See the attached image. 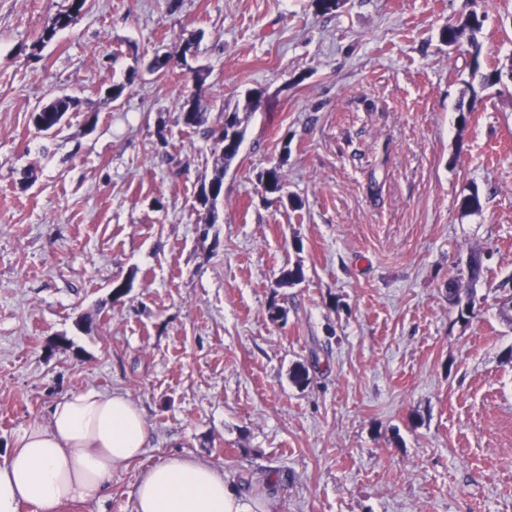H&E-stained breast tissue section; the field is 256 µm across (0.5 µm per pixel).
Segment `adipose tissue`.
<instances>
[{
  "label": "adipose tissue",
  "instance_id": "obj_1",
  "mask_svg": "<svg viewBox=\"0 0 512 512\" xmlns=\"http://www.w3.org/2000/svg\"><path fill=\"white\" fill-rule=\"evenodd\" d=\"M140 405L120 391L73 390L48 417L23 426L0 459V512H58L68 501H93L147 448ZM135 512H253L210 462L170 457L145 470Z\"/></svg>",
  "mask_w": 512,
  "mask_h": 512
}]
</instances>
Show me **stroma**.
<instances>
[{"instance_id": "1", "label": "stroma", "mask_w": 512, "mask_h": 512, "mask_svg": "<svg viewBox=\"0 0 512 512\" xmlns=\"http://www.w3.org/2000/svg\"><path fill=\"white\" fill-rule=\"evenodd\" d=\"M71 4L0 0V457L66 393L117 390L151 441L60 512H134L174 455L255 512H512V81L440 40L483 15L481 72L512 69V0H89L42 41ZM158 53L184 63L151 72ZM62 95L43 137L31 113ZM224 109L246 132L204 226ZM474 252L462 319L448 282Z\"/></svg>"}]
</instances>
